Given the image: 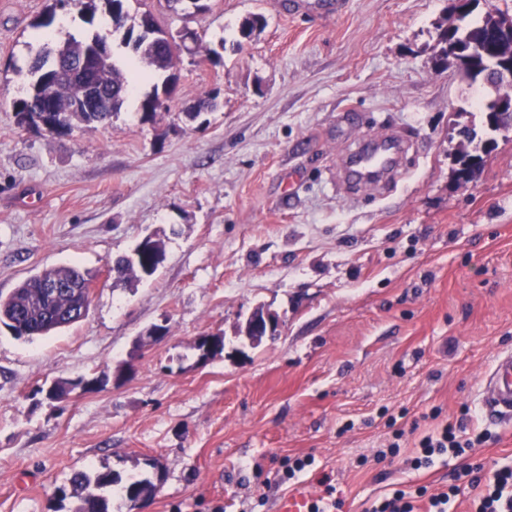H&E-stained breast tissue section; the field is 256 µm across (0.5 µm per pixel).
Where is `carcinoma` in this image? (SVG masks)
<instances>
[{"label": "carcinoma", "instance_id": "carcinoma-1", "mask_svg": "<svg viewBox=\"0 0 512 512\" xmlns=\"http://www.w3.org/2000/svg\"><path fill=\"white\" fill-rule=\"evenodd\" d=\"M79 6L82 16L88 23H93L104 4L107 13L121 15L125 13V0H74ZM145 26V32L126 35L127 40L134 41L139 51L140 61L156 71H170L176 66L179 52L190 50L186 40L172 44L150 38L163 29L151 11L142 12L139 18ZM492 16L473 19L466 13L457 19L456 30L459 35L465 34L483 40L488 48H495L496 41L491 29ZM97 54L94 70L85 79L71 78L60 73L66 65L77 66L94 50ZM32 82L23 97L14 102L17 123L22 128L36 129L34 120L43 105V99L51 97L54 111L45 116L57 123V133H66L79 125L90 126L102 123L118 112L128 94L130 80L126 71L119 68L112 59L105 41L97 35L77 39L69 38L63 45L56 48L45 46L37 52L30 65ZM461 165L459 174L471 179L484 165L481 156L462 150L457 155ZM112 272L118 281L132 282L149 278L145 274V264L134 265L123 258L117 259L112 265ZM87 276L74 265H59L45 268L31 276L6 297L0 296V324L4 325L18 339L31 340L37 336H46L62 328L69 327L83 320L80 309H89L91 300L85 297L78 285ZM49 280H57L64 287L53 294L44 288ZM83 378L52 383L55 393L67 398L78 388L85 387ZM116 483V477L110 470L89 472L77 471L70 479V488L61 487L57 495L65 497L70 494L76 497L79 505L76 512H111L106 490ZM156 485L149 478L134 479L123 486L125 499L134 502L138 498H149L153 495Z\"/></svg>", "mask_w": 512, "mask_h": 512}]
</instances>
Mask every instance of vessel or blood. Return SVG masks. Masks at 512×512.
Wrapping results in <instances>:
<instances>
[{
    "label": "vessel or blood",
    "mask_w": 512,
    "mask_h": 512,
    "mask_svg": "<svg viewBox=\"0 0 512 512\" xmlns=\"http://www.w3.org/2000/svg\"><path fill=\"white\" fill-rule=\"evenodd\" d=\"M409 150L404 138L386 134L376 147L356 142L342 167L345 178L379 193H386L402 175ZM482 409L493 422H512V353L498 355L484 380Z\"/></svg>",
    "instance_id": "obj_1"
}]
</instances>
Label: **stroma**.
Here are the masks:
<instances>
[{"label": "stroma", "mask_w": 512, "mask_h": 512, "mask_svg": "<svg viewBox=\"0 0 512 512\" xmlns=\"http://www.w3.org/2000/svg\"><path fill=\"white\" fill-rule=\"evenodd\" d=\"M52 4L0 0V294L62 264L96 288L88 317L55 334L0 331V512H75L55 491L77 470L151 478L148 512H277L325 480L341 512H369L446 490L462 462L512 464V429L481 406L512 352V126L489 131L494 89L441 59L451 0H346L337 15L127 0L194 31L197 52L181 53L165 110L140 109L157 73L104 124L65 134L20 127L13 108ZM257 13L266 27L243 38ZM208 97L216 108L187 121ZM466 128L493 143L468 181ZM389 129L416 145L395 191L347 192L348 138ZM149 235L166 241L158 273L114 283L108 267ZM259 308L278 327L254 343ZM205 334L224 349L204 359ZM100 376L61 402L44 393ZM458 423L485 441L415 467L417 441ZM401 429L404 448L376 462ZM308 455L280 483L283 461Z\"/></svg>", "instance_id": "35a3bbf8"}]
</instances>
